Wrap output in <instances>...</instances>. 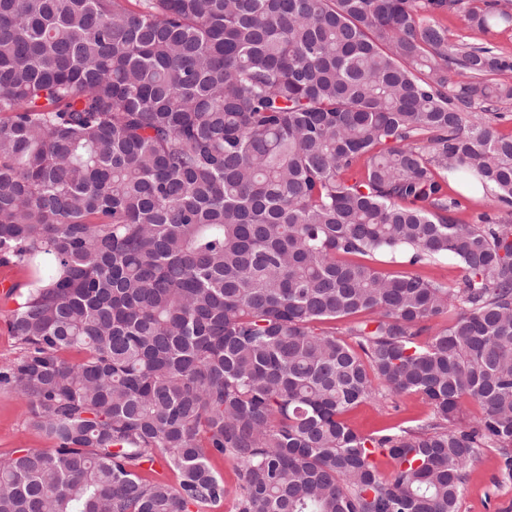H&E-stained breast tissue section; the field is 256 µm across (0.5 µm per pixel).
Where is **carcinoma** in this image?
Listing matches in <instances>:
<instances>
[{"instance_id": "cac0c4a2", "label": "carcinoma", "mask_w": 512, "mask_h": 512, "mask_svg": "<svg viewBox=\"0 0 512 512\" xmlns=\"http://www.w3.org/2000/svg\"><path fill=\"white\" fill-rule=\"evenodd\" d=\"M462 4L0 0V265L31 270L0 384L55 443L0 457V512H458L485 448L512 481V222L448 192L512 213V57L422 17ZM381 389L431 416L351 428ZM451 186L462 194L459 196L461 207L453 215L459 222L477 224L479 215L493 207L489 195L471 193L464 181L453 182ZM386 257H377L372 263L385 273H410L426 279L437 280L456 288L464 276L462 265L451 257H438L430 262L410 266L408 264L389 263Z\"/></svg>"}]
</instances>
